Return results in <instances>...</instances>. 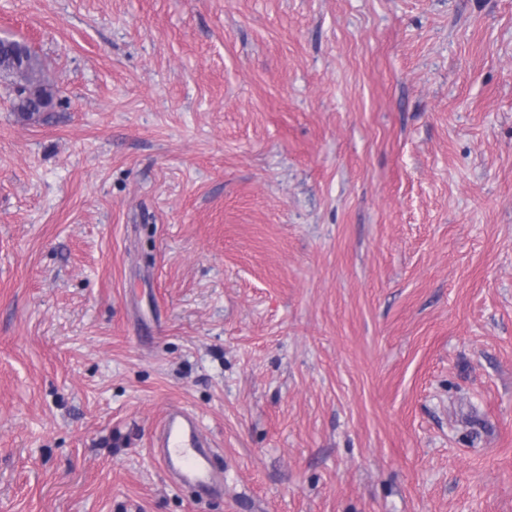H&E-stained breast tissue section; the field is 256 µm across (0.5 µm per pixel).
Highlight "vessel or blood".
I'll use <instances>...</instances> for the list:
<instances>
[{"instance_id":"vessel-or-blood-1","label":"vessel or blood","mask_w":512,"mask_h":512,"mask_svg":"<svg viewBox=\"0 0 512 512\" xmlns=\"http://www.w3.org/2000/svg\"><path fill=\"white\" fill-rule=\"evenodd\" d=\"M151 454L169 474L173 484L190 486L200 495L224 491V473L214 463V449L192 412L170 408L151 440Z\"/></svg>"}]
</instances>
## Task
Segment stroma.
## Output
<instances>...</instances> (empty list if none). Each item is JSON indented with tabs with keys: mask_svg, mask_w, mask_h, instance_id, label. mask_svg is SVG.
Here are the masks:
<instances>
[{
	"mask_svg": "<svg viewBox=\"0 0 512 512\" xmlns=\"http://www.w3.org/2000/svg\"><path fill=\"white\" fill-rule=\"evenodd\" d=\"M0 512H512V0H0ZM195 413L224 494L149 452ZM0 80L13 93L12 107L27 120L53 106L54 93L37 53L21 41L0 38Z\"/></svg>",
	"mask_w": 512,
	"mask_h": 512,
	"instance_id": "35a3bbf8",
	"label": "stroma"
}]
</instances>
